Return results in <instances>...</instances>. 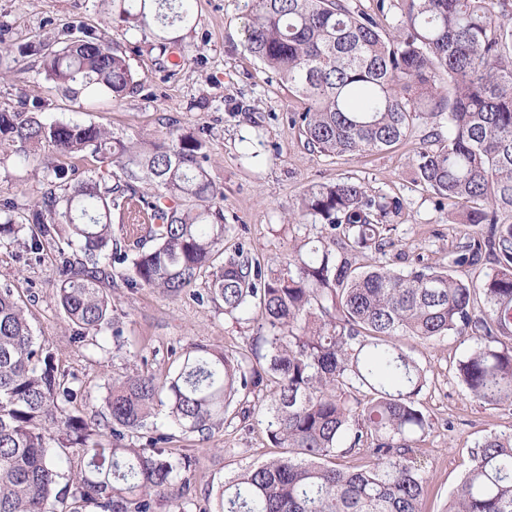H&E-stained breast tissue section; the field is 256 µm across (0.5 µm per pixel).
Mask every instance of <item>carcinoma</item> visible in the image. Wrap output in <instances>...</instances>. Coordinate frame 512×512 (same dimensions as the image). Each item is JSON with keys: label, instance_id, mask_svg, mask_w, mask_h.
I'll return each mask as SVG.
<instances>
[{"label": "carcinoma", "instance_id": "1", "mask_svg": "<svg viewBox=\"0 0 512 512\" xmlns=\"http://www.w3.org/2000/svg\"><path fill=\"white\" fill-rule=\"evenodd\" d=\"M157 0H112L118 18L182 56L157 34ZM177 0L169 24L188 21ZM245 49L304 104L295 122L313 153L364 154L403 143L418 120L445 122L422 140L415 181L448 200L482 237L457 247L451 264L479 270L378 267L356 255L381 249L404 201L350 179L320 183L298 210L328 226L327 241L297 246L268 272L244 250L224 254V197L192 132L124 138L104 127L49 121L42 101L0 109V149L34 160L46 184L29 215L0 204V245L58 254V302L75 339L112 328V263L125 281L177 297L208 278L224 314L259 312V352L196 345L163 378L136 374L108 385L103 422L66 404L82 385L58 376L52 349L37 342L26 309L0 288V512H191L194 461L147 437L157 411L209 438L240 398L266 392L262 417L282 455L224 482L211 512H422L426 479L411 449L431 428L416 398L423 367L398 343L475 336L457 377L485 406H512V0H377L398 10L393 33L347 0H246ZM46 76L66 89L119 98L141 86L129 59L83 24L63 45H43ZM91 156L94 174L73 179L72 160ZM118 167L119 172L112 171ZM117 211L123 237L112 235ZM154 246H133L143 226ZM496 264L481 269L483 249ZM483 295L475 304L476 293ZM109 444L101 443L103 432ZM366 463L336 464L342 442ZM65 484H60V480ZM448 512H512V435L489 433L473 452Z\"/></svg>", "mask_w": 512, "mask_h": 512}]
</instances>
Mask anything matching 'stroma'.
Listing matches in <instances>:
<instances>
[{"label":"stroma","mask_w":512,"mask_h":512,"mask_svg":"<svg viewBox=\"0 0 512 512\" xmlns=\"http://www.w3.org/2000/svg\"><path fill=\"white\" fill-rule=\"evenodd\" d=\"M77 21L126 52L141 79L136 93L120 100L92 98L65 92L46 79L40 43L54 41ZM245 22L244 0H194L191 22L167 29L184 50L174 68L156 39L113 21L112 0H0V29L9 43L27 49L19 61L0 60L9 69L0 79V107L29 94L60 121L92 123L124 136L161 137L172 129L199 135L207 143L205 167L224 193V252L244 249L263 267L283 260L294 246L326 236V226L299 215L297 205L311 185L342 178L360 180L406 204L385 247L358 254L361 269L446 266L458 243L481 236V227L451 223L447 200L413 181L415 150L430 134V125L416 123L408 140L388 151L310 152L293 124L303 104L288 83L263 70L246 51ZM42 192L32 164L12 154L0 161V203L13 202L23 214ZM56 278V255L37 259L0 247V287L21 295L35 336L54 352L58 374L78 379L85 396L73 407L86 416L101 411L109 381L143 372L168 374L197 344L246 353L258 332V315L239 320L205 299L206 279L198 280L194 293L177 298L118 280L111 289L112 333L78 342L57 305ZM402 346L427 371L417 405L431 430L412 451L426 478L423 512H446L473 464L475 444L491 432L512 435V406L485 407L459 381L456 364L472 341L406 339ZM152 428L164 435L165 448L197 463L193 512L212 507L224 481L245 466L281 454L255 413L246 420L227 418L205 442L170 426L162 413L153 418Z\"/></svg>","instance_id":"35a3bbf8"}]
</instances>
